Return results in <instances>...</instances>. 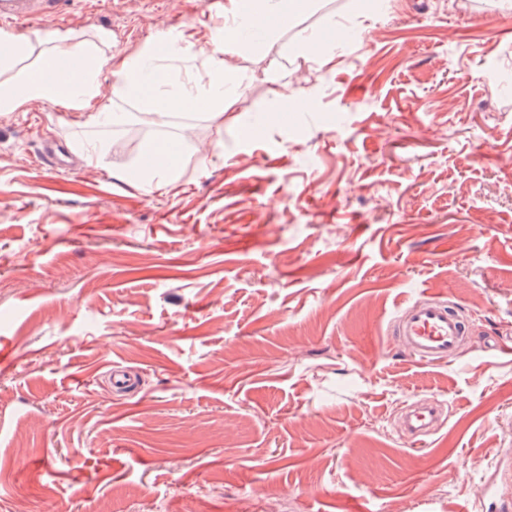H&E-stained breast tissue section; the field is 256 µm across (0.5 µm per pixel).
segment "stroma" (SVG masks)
<instances>
[{
    "mask_svg": "<svg viewBox=\"0 0 512 512\" xmlns=\"http://www.w3.org/2000/svg\"><path fill=\"white\" fill-rule=\"evenodd\" d=\"M374 2L310 0L233 55L223 121L114 127L90 165L73 113L0 112V512H512V8ZM223 20L79 0L24 33L133 55ZM329 23L357 40L304 53ZM423 292L468 322L450 360L389 334ZM430 396L441 424L404 443ZM156 153L154 161L149 165V175L144 181L147 182V187L160 189L163 187L162 176L167 175L176 163V154L171 147L160 148Z\"/></svg>",
    "mask_w": 512,
    "mask_h": 512,
    "instance_id": "35a3bbf8",
    "label": "stroma"
}]
</instances>
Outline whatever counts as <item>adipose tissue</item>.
Instances as JSON below:
<instances>
[{
  "instance_id": "obj_1",
  "label": "adipose tissue",
  "mask_w": 512,
  "mask_h": 512,
  "mask_svg": "<svg viewBox=\"0 0 512 512\" xmlns=\"http://www.w3.org/2000/svg\"><path fill=\"white\" fill-rule=\"evenodd\" d=\"M308 0H224V34L200 55L201 64L186 69L175 85L162 81L157 65L164 60L188 59L193 43L184 36H163L155 47L130 56L106 53L108 32L92 40H73L56 30L40 35L46 48L43 62L29 63V36L0 31V112H14L29 103H47L61 112L78 113L88 129L111 126L117 119L111 106L99 103L100 78L110 72L128 90L147 96L156 118L192 111L207 99L216 111L236 90L237 76L226 56L240 47L247 35L268 36L278 23L294 16Z\"/></svg>"
}]
</instances>
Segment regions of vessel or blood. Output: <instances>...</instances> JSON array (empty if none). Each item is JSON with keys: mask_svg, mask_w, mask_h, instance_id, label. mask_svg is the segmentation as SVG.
<instances>
[{"mask_svg": "<svg viewBox=\"0 0 512 512\" xmlns=\"http://www.w3.org/2000/svg\"><path fill=\"white\" fill-rule=\"evenodd\" d=\"M75 0H0V24L25 26L47 14L63 15ZM393 338L420 360L453 356L468 335L467 321L449 302L422 295L411 301L391 325ZM437 405L422 402L410 410L406 425L413 435L428 434L436 421Z\"/></svg>", "mask_w": 512, "mask_h": 512, "instance_id": "obj_1", "label": "vessel or blood"}]
</instances>
